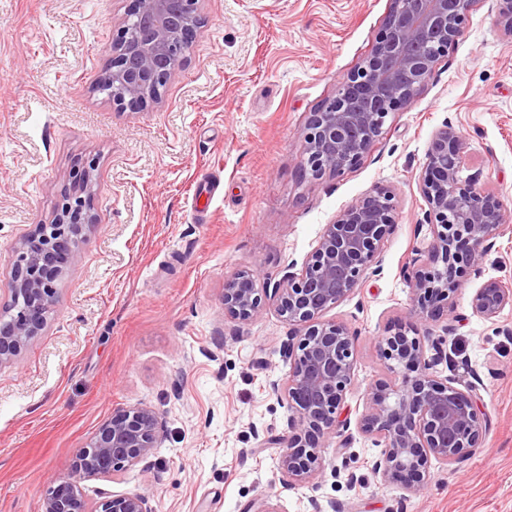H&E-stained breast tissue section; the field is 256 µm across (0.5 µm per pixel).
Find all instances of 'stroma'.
Segmentation results:
<instances>
[{"label":"stroma","mask_w":512,"mask_h":512,"mask_svg":"<svg viewBox=\"0 0 512 512\" xmlns=\"http://www.w3.org/2000/svg\"><path fill=\"white\" fill-rule=\"evenodd\" d=\"M129 6L0 0V307L18 240L51 221L69 172L89 170L95 218L41 334L0 366V512H40L46 482L137 404L159 413L158 446L121 475L85 478L87 504L139 493L152 512H512V307L490 322L470 306L481 280L512 289V32L494 0H472L464 35L360 163L306 180L310 115L370 54L391 0H203L185 59L134 112L97 88ZM447 125L464 142L461 177L501 199L505 225L482 276L461 272L454 308L425 320L410 281L432 240L419 176ZM378 186L398 212L380 269L326 314L358 350L342 426L319 450L322 474L287 488L277 449L254 434L287 431L269 383L290 370L294 329L269 305L226 319L224 284L242 270L283 279ZM401 325L441 341L438 376L476 385L486 420L479 448L432 463L419 494L371 471L380 450L358 425L387 374L381 338Z\"/></svg>","instance_id":"35a3bbf8"}]
</instances>
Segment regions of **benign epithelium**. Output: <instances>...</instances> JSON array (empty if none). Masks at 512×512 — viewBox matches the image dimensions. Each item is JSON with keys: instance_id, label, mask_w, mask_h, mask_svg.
Segmentation results:
<instances>
[{"instance_id": "1", "label": "benign epithelium", "mask_w": 512, "mask_h": 512, "mask_svg": "<svg viewBox=\"0 0 512 512\" xmlns=\"http://www.w3.org/2000/svg\"><path fill=\"white\" fill-rule=\"evenodd\" d=\"M203 0H132L126 25L112 43L104 78L112 83V102L137 110L160 97L202 25ZM470 0H392L390 11L367 59L342 83L337 94L312 113L304 133L301 177L339 175L356 166L380 137L389 117L408 103L430 77L435 61L465 31ZM464 143L451 127L433 137L421 174L427 204L425 223L433 240L432 270L413 275V304L431 319L452 309L458 292L455 274L465 267L482 275V259L504 224L501 201L476 188L478 177L461 179ZM64 204L48 224H38L18 242L9 271L11 319H0V365L19 356L45 327L56 300L55 283L80 257L79 242L94 219L88 212L92 178L88 171L68 176ZM397 219L394 195L375 188L325 225L302 265L273 288L257 287L258 276L242 271L224 286V316L251 320L265 302L297 330L286 342L293 360L288 376L271 389L291 410L286 435L263 442L280 448L282 482L290 487L322 473L318 449L336 432L339 411L351 384L356 350L347 327L322 315L352 295L378 263ZM473 312L493 321L512 291L487 280L470 300ZM383 357L395 374L371 385L361 429L382 447L372 470L404 490L423 492L431 460L453 465L479 447L485 429L475 389L463 390L434 369L448 361L436 340L427 343L400 329L382 338ZM160 416L150 406L118 410L81 449L72 472L51 478L41 512H74V501L88 476L117 475L146 461L157 447ZM92 512H151L140 494L115 495Z\"/></svg>"}]
</instances>
